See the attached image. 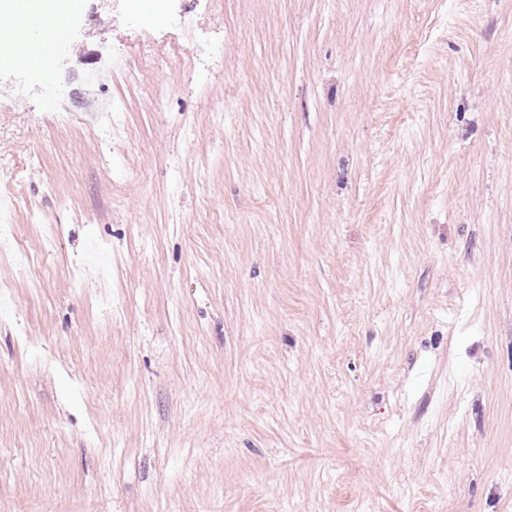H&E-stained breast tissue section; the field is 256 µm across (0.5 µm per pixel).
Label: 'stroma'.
I'll return each mask as SVG.
<instances>
[{
  "mask_svg": "<svg viewBox=\"0 0 512 512\" xmlns=\"http://www.w3.org/2000/svg\"><path fill=\"white\" fill-rule=\"evenodd\" d=\"M195 12L101 90L132 140L57 102L157 0L0 63V512H512V0Z\"/></svg>",
  "mask_w": 512,
  "mask_h": 512,
  "instance_id": "obj_1",
  "label": "stroma"
}]
</instances>
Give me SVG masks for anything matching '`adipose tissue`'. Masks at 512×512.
<instances>
[{
  "instance_id": "ef3b65f1",
  "label": "adipose tissue",
  "mask_w": 512,
  "mask_h": 512,
  "mask_svg": "<svg viewBox=\"0 0 512 512\" xmlns=\"http://www.w3.org/2000/svg\"><path fill=\"white\" fill-rule=\"evenodd\" d=\"M69 5L67 0H0V18L31 22L32 28L18 36L11 29L0 30V57L23 60L36 66L50 62L48 55L33 52L32 43L42 37L46 24H58L64 19Z\"/></svg>"
}]
</instances>
